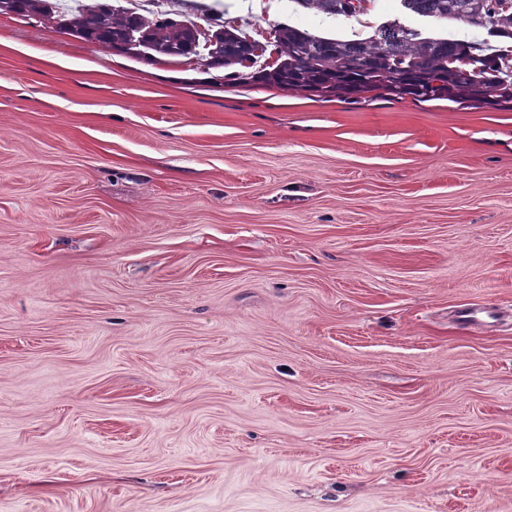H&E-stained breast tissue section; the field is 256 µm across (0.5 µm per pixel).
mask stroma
Segmentation results:
<instances>
[{
    "label": "stroma",
    "mask_w": 512,
    "mask_h": 512,
    "mask_svg": "<svg viewBox=\"0 0 512 512\" xmlns=\"http://www.w3.org/2000/svg\"><path fill=\"white\" fill-rule=\"evenodd\" d=\"M0 512H512V110L0 14Z\"/></svg>",
    "instance_id": "35a3bbf8"
}]
</instances>
